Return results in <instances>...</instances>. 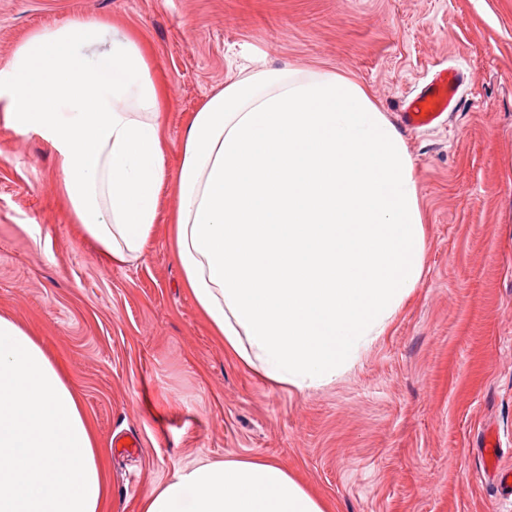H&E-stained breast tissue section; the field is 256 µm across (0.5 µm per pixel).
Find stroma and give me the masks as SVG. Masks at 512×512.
Instances as JSON below:
<instances>
[{
  "label": "stroma",
  "instance_id": "obj_1",
  "mask_svg": "<svg viewBox=\"0 0 512 512\" xmlns=\"http://www.w3.org/2000/svg\"><path fill=\"white\" fill-rule=\"evenodd\" d=\"M76 16L145 50L171 181L143 258L112 264L74 224L51 150L0 123V314L63 362L100 443L103 512H141L195 460L258 456L332 512H512L480 457L491 427L512 467V0H0V67ZM243 64L346 74L396 126L436 69L468 75L446 124L403 132L426 224L413 301L303 395L226 355L170 247L185 128Z\"/></svg>",
  "mask_w": 512,
  "mask_h": 512
}]
</instances>
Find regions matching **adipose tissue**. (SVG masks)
<instances>
[{
	"label": "adipose tissue",
	"instance_id": "ef3b65f1",
	"mask_svg": "<svg viewBox=\"0 0 512 512\" xmlns=\"http://www.w3.org/2000/svg\"><path fill=\"white\" fill-rule=\"evenodd\" d=\"M143 48L78 16L0 68V118L49 144L75 223L119 264L153 239L168 180ZM173 254L224 349L303 394L356 362L414 294L426 228L404 137L353 78L239 71L186 127ZM99 442L62 363L0 315V512H103ZM142 512H329L282 464L201 459Z\"/></svg>",
	"mask_w": 512,
	"mask_h": 512
}]
</instances>
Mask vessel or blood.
<instances>
[{
  "instance_id": "1",
  "label": "vessel or blood",
  "mask_w": 512,
  "mask_h": 512,
  "mask_svg": "<svg viewBox=\"0 0 512 512\" xmlns=\"http://www.w3.org/2000/svg\"><path fill=\"white\" fill-rule=\"evenodd\" d=\"M464 80V73L454 68L436 72L418 93L406 100L402 114L404 124L421 128L441 122L445 113L455 110ZM483 454L485 465L497 483L503 488H512V469L499 467L500 450L493 436H486Z\"/></svg>"
}]
</instances>
